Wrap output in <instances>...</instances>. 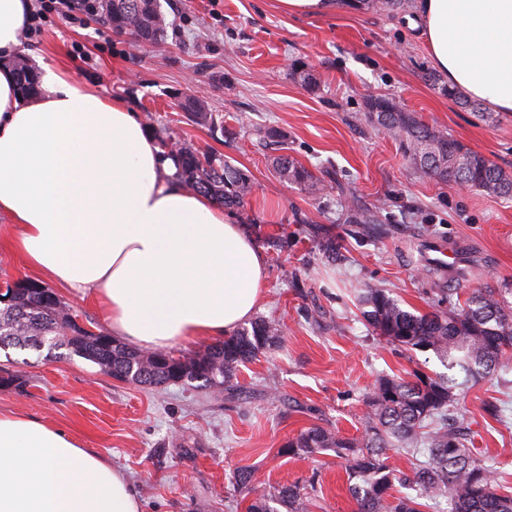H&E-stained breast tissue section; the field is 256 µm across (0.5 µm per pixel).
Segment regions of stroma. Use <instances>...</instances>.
I'll list each match as a JSON object with an SVG mask.
<instances>
[{"label":"stroma","mask_w":512,"mask_h":512,"mask_svg":"<svg viewBox=\"0 0 512 512\" xmlns=\"http://www.w3.org/2000/svg\"><path fill=\"white\" fill-rule=\"evenodd\" d=\"M173 20L167 43L134 49L99 17L59 21L21 42L29 66L47 63L152 120L194 149L210 150L253 176L234 211L267 257L258 316L281 325L278 342L241 365L231 389H155L119 381L78 357L0 348V412H20L64 430L123 470L142 512H247L238 467L258 488L305 483L318 474L314 512H356L346 462L326 451L286 452L314 425L360 438L366 398L382 376L443 374L430 351L385 344L357 300L365 286L390 289L404 308L445 306L426 275L429 241L460 258L448 285L508 288L512 302V199L436 181L405 162L397 142L367 119L369 96L396 99L423 121L512 173V114L443 96L419 30L406 13L365 0L354 10L296 17L276 0H160ZM88 53L92 64L80 56ZM203 97L223 130L195 122L179 103ZM276 141L260 145L256 129ZM288 155L321 179L312 194L279 183L272 160ZM383 205L382 226L354 233L351 205ZM335 236L328 256L312 225ZM473 446L512 493V370L462 389Z\"/></svg>","instance_id":"stroma-1"}]
</instances>
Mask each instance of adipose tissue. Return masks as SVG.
<instances>
[{"instance_id":"ef3b65f1","label":"adipose tissue","mask_w":512,"mask_h":512,"mask_svg":"<svg viewBox=\"0 0 512 512\" xmlns=\"http://www.w3.org/2000/svg\"><path fill=\"white\" fill-rule=\"evenodd\" d=\"M32 0H0V213L40 276L92 296L143 349L231 335L262 298L267 259L185 187L138 114L43 66L18 92L6 62ZM451 87L512 113V0H421L411 21ZM0 512H141L120 470L64 431L0 413Z\"/></svg>"}]
</instances>
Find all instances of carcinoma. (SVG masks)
Wrapping results in <instances>:
<instances>
[{"label": "carcinoma", "instance_id": "obj_1", "mask_svg": "<svg viewBox=\"0 0 512 512\" xmlns=\"http://www.w3.org/2000/svg\"><path fill=\"white\" fill-rule=\"evenodd\" d=\"M99 14L112 30L135 47L158 46L167 40L166 16L159 0H101ZM22 95L33 96L38 75L26 63L14 66ZM373 127L398 142L405 161L430 177L503 198H512V175L484 156L448 137L439 127L405 112L393 98L376 96L367 102ZM180 107L214 125L212 113L193 97ZM166 155L178 163V175L190 190L229 210L244 207L253 192L249 171L223 158L188 148L171 136L161 139ZM277 181L322 191L318 179L287 155L274 161ZM383 207L354 206L345 222L379 225ZM37 284L20 281L0 301V346L48 349V356L65 349L112 376L139 385L162 386L178 375L184 386L199 383L212 388L230 384L239 367L255 359L281 335L280 324L259 317L250 326L208 346L193 356L159 362L129 344L109 345L102 334L86 330L69 317L61 300L44 302ZM361 315L381 340L406 350L432 351L446 367L479 380L512 363V305L495 288H473L462 304L443 311H409L386 288L358 290ZM454 377L414 372L408 377H382L367 396L368 412L362 441L314 425L288 443L294 455L315 456L332 451L349 462L348 491L357 512H512V494L499 490L495 471L468 447L470 427L456 393ZM416 452L423 460L412 475L389 463V451ZM406 492L393 494L395 485ZM238 489L254 494L248 512H312L315 499L296 484L259 490L254 471L241 466L235 474ZM427 499L431 504H423Z\"/></svg>", "mask_w": 512, "mask_h": 512}]
</instances>
